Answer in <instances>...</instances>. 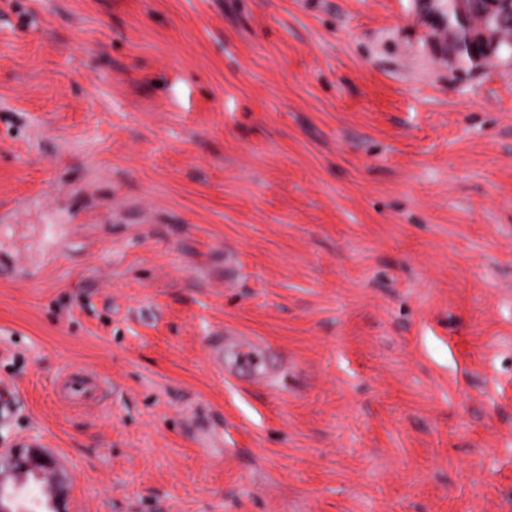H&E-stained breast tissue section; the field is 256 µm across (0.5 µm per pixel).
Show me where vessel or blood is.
Masks as SVG:
<instances>
[{
  "label": "vessel or blood",
  "instance_id": "1",
  "mask_svg": "<svg viewBox=\"0 0 512 512\" xmlns=\"http://www.w3.org/2000/svg\"><path fill=\"white\" fill-rule=\"evenodd\" d=\"M207 355L219 373L229 378L245 376L253 386L271 384L285 363L270 345L236 333L211 342ZM62 391L70 402L90 406L101 400L105 383L95 371L78 368L63 376Z\"/></svg>",
  "mask_w": 512,
  "mask_h": 512
}]
</instances>
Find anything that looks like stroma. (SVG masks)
I'll list each match as a JSON object with an SVG mask.
<instances>
[{
	"label": "stroma",
	"mask_w": 512,
	"mask_h": 512,
	"mask_svg": "<svg viewBox=\"0 0 512 512\" xmlns=\"http://www.w3.org/2000/svg\"><path fill=\"white\" fill-rule=\"evenodd\" d=\"M431 11L0 0V448L62 512H512V59ZM228 335L208 345L211 364L227 379L244 374L250 385H270L282 370L284 358L270 345L254 338L236 333ZM62 391L72 403L91 406L99 402L105 391L103 379L93 370L78 368L62 377ZM8 456L11 457L8 465L14 470L11 474H27L34 472L36 475H44L56 468L54 460L37 449L12 448Z\"/></svg>",
	"instance_id": "35a3bbf8"
}]
</instances>
